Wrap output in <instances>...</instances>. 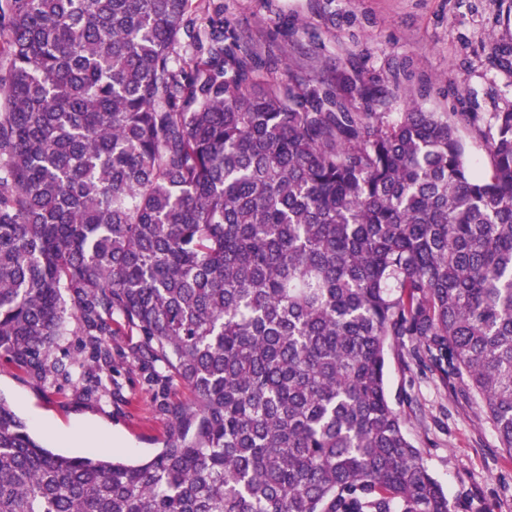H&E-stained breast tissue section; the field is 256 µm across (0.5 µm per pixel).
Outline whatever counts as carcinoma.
<instances>
[{"mask_svg": "<svg viewBox=\"0 0 512 512\" xmlns=\"http://www.w3.org/2000/svg\"><path fill=\"white\" fill-rule=\"evenodd\" d=\"M0 56V356L43 370L74 319L109 368L118 318L189 392L138 464L0 397V512H450L386 391L401 336L512 455V110L285 83L200 0H0ZM461 135L465 141L467 155L471 164L477 166L481 172H487L489 170L488 159L482 143L475 139L468 130H461Z\"/></svg>", "mask_w": 512, "mask_h": 512, "instance_id": "obj_1", "label": "carcinoma"}]
</instances>
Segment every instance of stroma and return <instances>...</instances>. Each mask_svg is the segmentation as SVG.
I'll return each instance as SVG.
<instances>
[{
    "instance_id": "1",
    "label": "stroma",
    "mask_w": 512,
    "mask_h": 512,
    "mask_svg": "<svg viewBox=\"0 0 512 512\" xmlns=\"http://www.w3.org/2000/svg\"><path fill=\"white\" fill-rule=\"evenodd\" d=\"M224 8V43L255 48L280 78L356 75L378 91L383 112L417 101L431 112L481 118L512 109V0H211ZM141 336L112 325L110 392L94 388L98 365L69 323L49 357L53 370L21 369L0 358V396L52 451L82 456L66 431L91 429L119 441L114 456L157 453L170 426L177 384L153 381L134 353ZM410 337L388 352L386 386L408 438L448 492L452 512H512V456L475 395L440 372L402 363Z\"/></svg>"
}]
</instances>
